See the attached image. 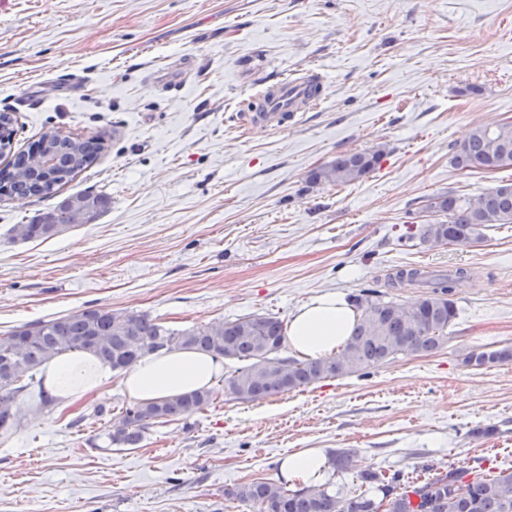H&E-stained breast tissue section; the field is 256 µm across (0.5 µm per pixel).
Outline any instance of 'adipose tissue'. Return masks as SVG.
<instances>
[{
    "label": "adipose tissue",
    "instance_id": "1",
    "mask_svg": "<svg viewBox=\"0 0 512 512\" xmlns=\"http://www.w3.org/2000/svg\"><path fill=\"white\" fill-rule=\"evenodd\" d=\"M358 313L340 292L311 298L291 315L286 343L300 359L338 354L345 346ZM224 372L221 358L184 349L149 354L123 373L120 384L132 398L150 402L213 387ZM42 384L52 397L71 402L101 391L112 378V370L91 353L72 351L56 356L41 368ZM289 483L324 486L332 481L331 459L320 448L290 453L281 463Z\"/></svg>",
    "mask_w": 512,
    "mask_h": 512
}]
</instances>
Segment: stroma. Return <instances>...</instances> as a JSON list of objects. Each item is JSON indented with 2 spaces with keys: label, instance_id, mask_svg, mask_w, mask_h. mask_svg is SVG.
<instances>
[{
  "label": "stroma",
  "instance_id": "stroma-1",
  "mask_svg": "<svg viewBox=\"0 0 512 512\" xmlns=\"http://www.w3.org/2000/svg\"><path fill=\"white\" fill-rule=\"evenodd\" d=\"M159 67L184 87L154 84ZM311 67L314 110L278 131L245 126L242 97ZM3 110L19 150L54 129L105 142L56 197L0 196V335L95 308L178 330L286 321L331 291L414 301L421 289L386 285L404 266L468 274L431 354L261 400L220 392L136 448L103 434L132 402L116 381L29 415L0 439V512H257L225 486L283 480L282 458L303 448L349 454L340 497L365 468L512 469V363L464 362L512 346V224L473 246L413 236L428 198L512 182V168L451 163L478 123L512 122V0H0ZM374 150L354 183L308 181L338 154ZM86 189L111 199L92 223L14 234Z\"/></svg>",
  "mask_w": 512,
  "mask_h": 512
}]
</instances>
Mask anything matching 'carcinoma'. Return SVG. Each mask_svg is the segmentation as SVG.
I'll return each mask as SVG.
<instances>
[{
    "label": "carcinoma",
    "instance_id": "obj_1",
    "mask_svg": "<svg viewBox=\"0 0 512 512\" xmlns=\"http://www.w3.org/2000/svg\"><path fill=\"white\" fill-rule=\"evenodd\" d=\"M53 160L47 172L31 166L30 156L15 155L0 169V182L21 199L54 197L76 174L87 169L102 149L100 138H74L57 130L42 134ZM381 151L345 153L309 174L312 184L345 185L372 172ZM453 164L464 170L512 168V123L477 126ZM103 193L84 191L64 199L31 224L17 225L25 240L48 239L76 224H89L110 205ZM439 219L419 229L420 243L430 247L474 245L494 224H512V183L499 184L465 198L454 194L434 197ZM467 275L463 268L435 274L417 268L400 269L387 277L390 288H424L417 300L402 304L384 294L365 290L354 299L360 318L346 346L328 358H283L284 322L277 316H247L175 330L136 311L86 309L66 316L29 323L0 336V437L20 427L25 411H51L55 401L38 390L31 398L38 369L49 359L74 350L93 354L113 372L122 374L143 357L166 349H195L243 362L224 378L222 392L251 401L307 387L327 378L366 373L398 355L438 351L447 340L448 325L458 309L452 285ZM512 346L470 352L464 363L484 366L511 363ZM213 397L196 390L168 398L132 404L109 420L106 438L117 447L133 448L151 425L190 416ZM359 493L338 497L327 489L290 490L283 483L253 480L224 488V497L250 502L258 512H512V470L486 474L474 468H448L415 483L395 471L364 470L358 474ZM380 492L376 496L373 491Z\"/></svg>",
    "mask_w": 512,
    "mask_h": 512
}]
</instances>
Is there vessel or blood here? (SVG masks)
I'll return each instance as SVG.
<instances>
[{
	"label": "vessel or blood",
	"instance_id": "1",
	"mask_svg": "<svg viewBox=\"0 0 512 512\" xmlns=\"http://www.w3.org/2000/svg\"><path fill=\"white\" fill-rule=\"evenodd\" d=\"M322 85L320 71L294 74L243 100L242 118L248 127L275 130L297 113L307 112L320 100L317 93Z\"/></svg>",
	"mask_w": 512,
	"mask_h": 512
}]
</instances>
